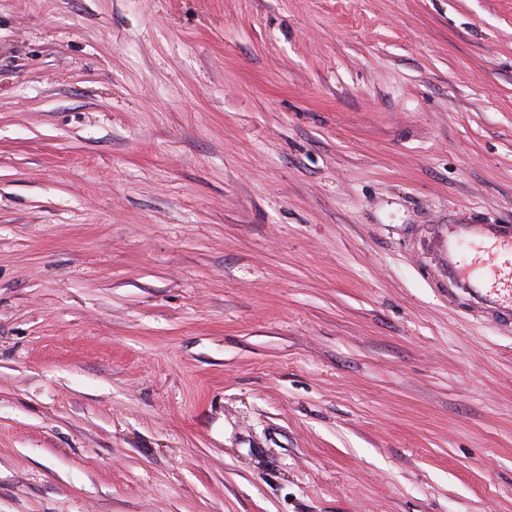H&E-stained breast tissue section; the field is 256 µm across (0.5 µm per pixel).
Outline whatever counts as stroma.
I'll return each instance as SVG.
<instances>
[{"mask_svg": "<svg viewBox=\"0 0 512 512\" xmlns=\"http://www.w3.org/2000/svg\"><path fill=\"white\" fill-rule=\"evenodd\" d=\"M512 0H0V512H512ZM437 276L484 319H511L512 224H486L458 217L433 244Z\"/></svg>", "mask_w": 512, "mask_h": 512, "instance_id": "obj_1", "label": "stroma"}]
</instances>
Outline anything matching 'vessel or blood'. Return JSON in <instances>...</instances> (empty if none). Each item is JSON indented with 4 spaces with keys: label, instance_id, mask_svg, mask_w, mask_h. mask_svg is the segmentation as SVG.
I'll use <instances>...</instances> for the list:
<instances>
[{
    "label": "vessel or blood",
    "instance_id": "1",
    "mask_svg": "<svg viewBox=\"0 0 512 512\" xmlns=\"http://www.w3.org/2000/svg\"><path fill=\"white\" fill-rule=\"evenodd\" d=\"M433 261L438 277L473 312L512 320V224L456 218L437 235Z\"/></svg>",
    "mask_w": 512,
    "mask_h": 512
}]
</instances>
